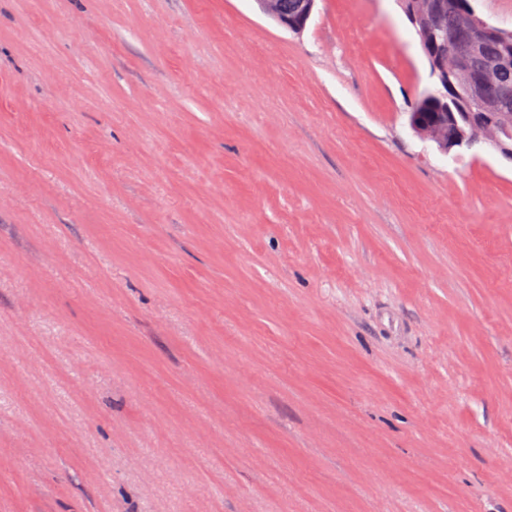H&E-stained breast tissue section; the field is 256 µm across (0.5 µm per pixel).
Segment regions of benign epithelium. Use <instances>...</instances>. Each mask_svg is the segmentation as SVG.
I'll return each instance as SVG.
<instances>
[{"mask_svg": "<svg viewBox=\"0 0 512 512\" xmlns=\"http://www.w3.org/2000/svg\"><path fill=\"white\" fill-rule=\"evenodd\" d=\"M263 11L274 16L277 24L284 29L300 34L304 31L313 13L316 0H303V7L294 18L281 15L275 10L273 0H258ZM443 8L451 7L463 14L468 22L472 35V44L478 45L487 37H495L501 41L502 53L500 58L492 63L487 72L470 78L467 86L468 104L464 112L443 113V117H452L463 125L461 137L456 144H450L442 139L435 129H424L412 117L411 129L421 138L433 142L437 149L448 154L460 146L463 142L483 137L487 140L491 149L504 157L512 156V118L500 112L497 103L491 97L489 91V74L503 64L512 62V32L494 26L477 13L472 0H440ZM408 18L411 23L423 27L429 43L436 48L434 54L428 59L429 75L432 80L431 88L425 91L430 95L437 93L440 98H448V93L455 90V77L457 73L464 71L461 59L456 57L448 60V44L451 41L450 34L432 26L425 17V10L416 7L408 10Z\"/></svg>", "mask_w": 512, "mask_h": 512, "instance_id": "benign-epithelium-1", "label": "benign epithelium"}]
</instances>
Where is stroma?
<instances>
[{
	"label": "stroma",
	"mask_w": 512,
	"mask_h": 512,
	"mask_svg": "<svg viewBox=\"0 0 512 512\" xmlns=\"http://www.w3.org/2000/svg\"><path fill=\"white\" fill-rule=\"evenodd\" d=\"M399 0H0V512H512V161ZM258 2L267 15L274 16L278 25L294 34H300L304 31L316 4V0H303V7L298 12V15L295 18H288V16H294L297 14L301 0L279 1L281 7L288 11V15H280L278 12V6L275 10L273 0H258Z\"/></svg>",
	"instance_id": "stroma-1"
}]
</instances>
